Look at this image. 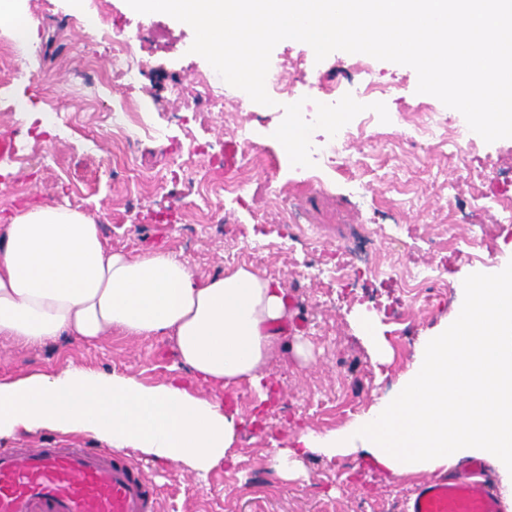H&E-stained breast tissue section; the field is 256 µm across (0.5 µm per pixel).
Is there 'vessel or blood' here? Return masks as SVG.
<instances>
[{
    "instance_id": "1",
    "label": "vessel or blood",
    "mask_w": 512,
    "mask_h": 512,
    "mask_svg": "<svg viewBox=\"0 0 512 512\" xmlns=\"http://www.w3.org/2000/svg\"><path fill=\"white\" fill-rule=\"evenodd\" d=\"M157 488L121 452L98 448H0V512H156ZM407 512H504L474 459L421 484Z\"/></svg>"
}]
</instances>
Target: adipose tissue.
<instances>
[{
	"label": "adipose tissue",
	"instance_id": "obj_1",
	"mask_svg": "<svg viewBox=\"0 0 512 512\" xmlns=\"http://www.w3.org/2000/svg\"><path fill=\"white\" fill-rule=\"evenodd\" d=\"M285 291L240 267L201 279L169 251L106 247L98 224L69 207L39 206L0 225V337L41 346L61 337L118 334L172 342L182 366L226 388H262ZM512 267L494 283L462 289L456 317L426 337L399 391L340 431L303 429L269 449L281 477L301 457L363 452L405 477L460 459L493 462L512 490ZM42 426L82 430L153 460L205 475L233 461L239 420L177 382L148 385L126 373L71 365L52 375L0 382V435Z\"/></svg>",
	"mask_w": 512,
	"mask_h": 512
}]
</instances>
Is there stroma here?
Instances as JSON below:
<instances>
[{"instance_id":"obj_1","label":"stroma","mask_w":512,"mask_h":512,"mask_svg":"<svg viewBox=\"0 0 512 512\" xmlns=\"http://www.w3.org/2000/svg\"><path fill=\"white\" fill-rule=\"evenodd\" d=\"M13 5L14 13L0 19V135L14 142L12 156L0 160V224L25 209L66 205L90 215L108 246L132 254L172 251L202 278L223 269L225 243L239 244V265L285 289L294 320L284 334L300 338L309 356L276 349L266 367L273 392L264 398L251 387L242 400L238 388L197 380L159 338L63 337L38 347L0 338V380L75 364L134 374L152 385L177 381L228 402L241 419L236 459L207 475L124 449L157 485L159 512H404L417 479L394 475L364 453L307 455L305 477L286 481L268 466L266 451L297 429L326 432L366 415L412 366L422 337L453 316L459 288L477 275L493 280L502 264L512 263V224L499 223L496 209L480 206L490 194L512 196V138L479 142L466 164L449 163L440 138L418 133L425 113L447 116L459 144L474 133L459 111L417 93L413 68L371 57L366 77L355 68L354 54L335 51L319 62L309 45L292 41L279 43L271 60L298 57L304 70L278 107L255 106V138L248 145L224 117L233 100L220 112L208 103L199 78L213 69L191 53L193 31L167 15L136 13L126 0H106L98 15V29L133 36L132 51L152 49L130 87L124 79H109L111 59L97 56L77 20L80 0ZM18 21L34 30L31 55L15 46ZM367 78L381 85L378 100L360 95ZM173 82L181 84L182 97L171 95ZM331 85L332 97L326 93ZM58 100L70 106L60 126L42 115ZM137 104L161 136L130 142L114 137L112 110ZM325 112L342 113L340 126L323 121ZM289 119L306 139L349 131L346 162L322 169L294 164L278 140ZM488 154L496 162L489 177L468 183L465 165H478ZM241 181L247 187L240 196L225 194L226 185ZM360 184L366 197L357 194ZM299 224L315 228L317 248L298 237ZM473 224L483 225L491 257L475 258L468 241ZM364 226L381 228L376 246L386 263L431 269L445 294L428 309L413 311L408 294L393 281L356 275L339 286L305 276L326 252L343 265L356 263L355 240ZM448 234L453 246L434 247L436 237ZM366 324L386 342L388 360H378L375 339L362 331ZM106 445L92 433L52 427L0 437V448Z\"/></svg>"}]
</instances>
